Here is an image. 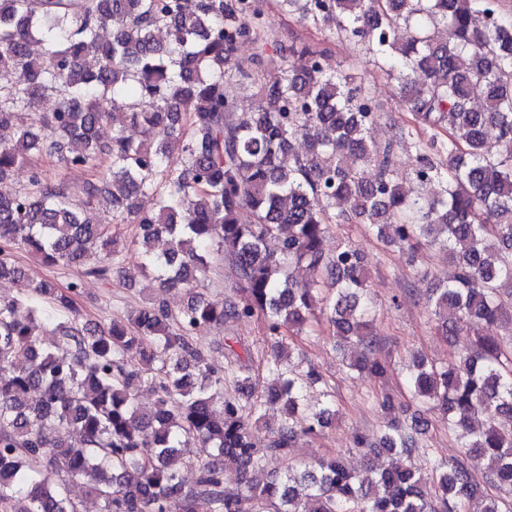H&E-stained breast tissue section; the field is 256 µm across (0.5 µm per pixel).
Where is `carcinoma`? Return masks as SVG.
Returning <instances> with one entry per match:
<instances>
[{
	"instance_id": "cac0c4a2",
	"label": "carcinoma",
	"mask_w": 512,
	"mask_h": 512,
	"mask_svg": "<svg viewBox=\"0 0 512 512\" xmlns=\"http://www.w3.org/2000/svg\"><path fill=\"white\" fill-rule=\"evenodd\" d=\"M260 0H0V181L36 156H55L65 168H92L105 158L101 183L87 182L73 198L64 183L49 186L31 168L30 188L0 194V278L24 283L20 295L0 298V512H78L57 477L88 480L101 512H507L512 493V358L489 325L512 331V14L503 0H279L306 22L367 46L369 62L399 84L418 126L400 127L385 144L373 136L379 112L369 88L329 73L322 51L288 46L290 64L262 83L259 56L234 57L243 42L261 39ZM411 30L406 41L396 32ZM166 31L160 41L156 31ZM42 45L32 57L30 46ZM256 88L248 122L234 119L227 84ZM483 90L479 107L471 93ZM47 91L58 105L28 124L21 112ZM140 99L121 129L103 140L117 98ZM442 130L446 137L437 136ZM307 141L293 154L297 139ZM498 153L485 151L488 140ZM412 148L411 175L434 195L403 190L396 151ZM137 225L140 273L157 288H181L187 302L172 311L155 298L130 318L129 332L112 323L93 332L78 322L75 298L83 280L61 291L30 280L16 260L23 248L48 266L82 269L106 280L119 252L112 227L89 220L100 204ZM149 195L154 208L137 210ZM355 223L407 250L415 260L425 243L448 255L453 274L434 288L431 314L448 344L457 332L470 346L445 364L423 357L406 375L411 398L438 408L464 452L432 463L424 476L402 464L419 448L417 426L388 420L380 440L365 437L361 477L335 458L273 475L248 476L267 461L286 458L300 436H317L336 416L332 394L318 408L303 388L322 380L282 367L292 352L285 334L301 336L319 311L338 344L355 349L342 360L348 374L379 380L387 366L370 332L373 299L363 252L344 244L327 257L329 225ZM167 237L163 251L155 242ZM223 255L240 280L220 300L200 289ZM295 267L308 271L297 280ZM261 315L273 339L262 369L277 383L258 395L224 397V385L253 380L249 349L226 342L208 352L193 342L202 326L246 323ZM56 322L59 340L40 339L42 320ZM231 359L227 370L209 357ZM138 352L145 369L128 371L124 355ZM24 355L28 366L15 360ZM156 398L136 401L142 384ZM270 430L264 448L252 437ZM201 460L190 476L177 460ZM242 471L240 489L224 486V462Z\"/></svg>"
}]
</instances>
